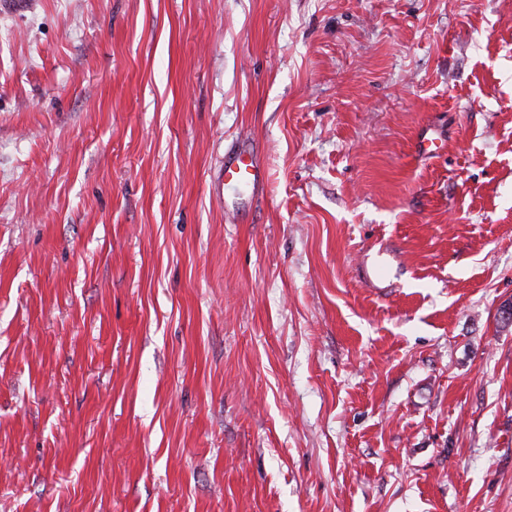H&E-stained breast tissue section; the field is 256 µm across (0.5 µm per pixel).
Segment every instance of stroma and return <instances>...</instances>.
<instances>
[{
  "instance_id": "stroma-1",
  "label": "stroma",
  "mask_w": 512,
  "mask_h": 512,
  "mask_svg": "<svg viewBox=\"0 0 512 512\" xmlns=\"http://www.w3.org/2000/svg\"><path fill=\"white\" fill-rule=\"evenodd\" d=\"M507 304L512 0H0V512H512ZM265 183V173L260 160L246 149L228 151L224 154V169L221 175V191L232 195L249 192L256 197Z\"/></svg>"
}]
</instances>
